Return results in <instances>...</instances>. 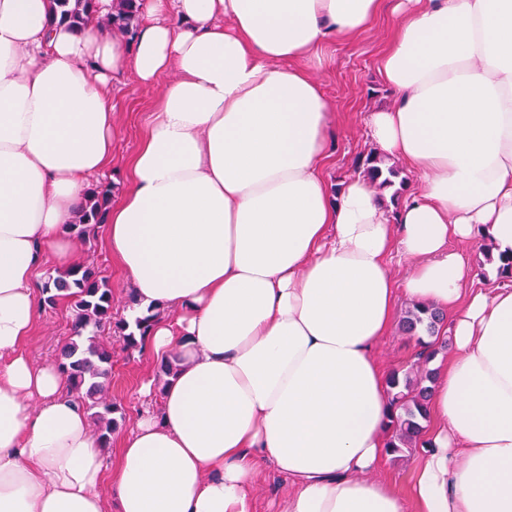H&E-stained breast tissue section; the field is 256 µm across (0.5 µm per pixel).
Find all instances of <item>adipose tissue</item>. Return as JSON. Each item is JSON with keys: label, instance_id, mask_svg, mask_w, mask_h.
Listing matches in <instances>:
<instances>
[{"label": "adipose tissue", "instance_id": "adipose-tissue-1", "mask_svg": "<svg viewBox=\"0 0 512 512\" xmlns=\"http://www.w3.org/2000/svg\"><path fill=\"white\" fill-rule=\"evenodd\" d=\"M128 36L74 31L56 0H0V512H512V289L479 288L451 242L512 252V0H397L370 112L417 174L399 202L332 195L334 114L313 73L382 0H142ZM161 85L105 240L146 340L177 359L108 464L55 363L23 345L37 275L76 261L71 224L113 167L109 98ZM413 270L395 285L387 257ZM452 315L431 421L401 495L382 474L390 396L375 356L397 295ZM284 479L273 468L267 467L256 490L255 509L257 512H275L278 501L287 493Z\"/></svg>", "mask_w": 512, "mask_h": 512}]
</instances>
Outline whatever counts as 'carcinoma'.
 Segmentation results:
<instances>
[{"label": "carcinoma", "mask_w": 512, "mask_h": 512, "mask_svg": "<svg viewBox=\"0 0 512 512\" xmlns=\"http://www.w3.org/2000/svg\"><path fill=\"white\" fill-rule=\"evenodd\" d=\"M57 2L61 7V19L74 26L95 21L114 34L127 35L139 22V0H112V12L104 18L96 17L95 0ZM364 176L373 187L382 190L405 184L399 179V170L375 152L369 153L364 160ZM110 194L109 189H91L76 224L77 236L83 241L93 240L104 223ZM42 292L46 294L45 304L52 306L64 299L74 312V338L63 346L59 367L70 391L76 394L86 410L92 412L99 438L107 447L112 431L118 427V420L125 419V412L108 394L112 346L100 342L99 336L109 330L113 336L122 339L125 350H135L142 346L151 323L160 317L161 311L149 307L131 322L114 319L112 290L89 265L48 278ZM443 322L441 311H429L416 305L408 307L400 321L401 333L417 338L423 351L416 354V360L409 367L396 368L387 377L393 407L389 449L396 459L406 456L419 445L429 422V403L436 373L432 363L445 348L436 340Z\"/></svg>", "instance_id": "cac0c4a2"}]
</instances>
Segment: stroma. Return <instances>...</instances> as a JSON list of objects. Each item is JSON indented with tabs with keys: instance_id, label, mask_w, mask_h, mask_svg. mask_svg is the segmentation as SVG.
<instances>
[{
	"instance_id": "1",
	"label": "stroma",
	"mask_w": 512,
	"mask_h": 512,
	"mask_svg": "<svg viewBox=\"0 0 512 512\" xmlns=\"http://www.w3.org/2000/svg\"><path fill=\"white\" fill-rule=\"evenodd\" d=\"M393 33V17L382 12L361 36L346 43H334L325 50L326 64L319 72L325 93L336 114V141L331 163L324 177L332 193H339L342 181L361 177L359 165L374 146L366 135L363 118L367 112L393 104L394 93L379 75L381 55ZM157 97L156 88L141 85L132 72H125L112 83V110L120 126L113 146L116 164L134 155L146 133L149 115ZM80 258L93 264L112 290V313L124 317L127 310L126 280L108 252L103 238L81 245ZM73 311L69 304L41 305L38 330L28 345L30 354L41 361H58L59 350L72 335ZM112 347V370L108 377L112 396L125 409L126 420L111 435L109 454H116L118 443L145 401L139 388L148 377L157 376L159 367L146 352L129 353L115 337H107Z\"/></svg>"
}]
</instances>
